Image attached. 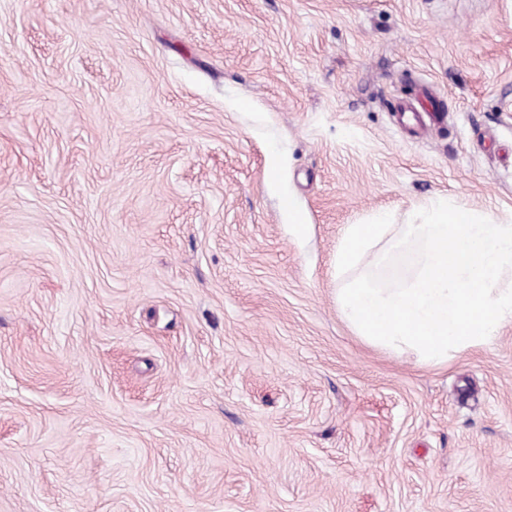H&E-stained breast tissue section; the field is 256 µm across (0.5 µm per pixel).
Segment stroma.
Masks as SVG:
<instances>
[{"label":"stroma","mask_w":512,"mask_h":512,"mask_svg":"<svg viewBox=\"0 0 512 512\" xmlns=\"http://www.w3.org/2000/svg\"><path fill=\"white\" fill-rule=\"evenodd\" d=\"M437 197L512 223V0H0V512H512V322L336 304ZM423 102H429L430 108H426ZM396 112H400L403 120L407 113H411L416 125L435 124L439 125L443 121L441 112H438L434 105L430 102L428 93L425 89H421L417 96L407 103H399ZM424 113V115H422Z\"/></svg>","instance_id":"stroma-1"}]
</instances>
